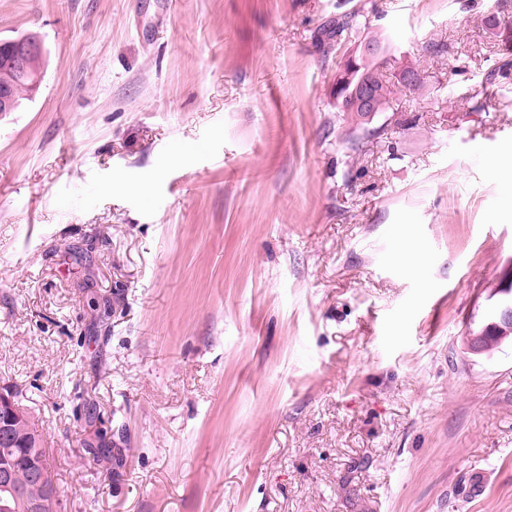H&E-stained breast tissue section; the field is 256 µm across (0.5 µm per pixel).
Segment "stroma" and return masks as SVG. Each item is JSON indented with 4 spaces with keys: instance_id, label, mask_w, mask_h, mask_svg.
<instances>
[{
    "instance_id": "35a3bbf8",
    "label": "stroma",
    "mask_w": 512,
    "mask_h": 512,
    "mask_svg": "<svg viewBox=\"0 0 512 512\" xmlns=\"http://www.w3.org/2000/svg\"><path fill=\"white\" fill-rule=\"evenodd\" d=\"M346 13L391 44L358 152L354 45L322 35ZM492 13L512 0H0V38L46 50L0 116V388L58 512H512V342L465 346L512 260Z\"/></svg>"
}]
</instances>
